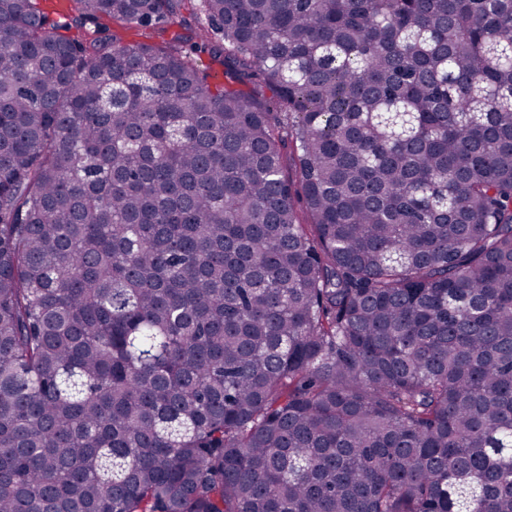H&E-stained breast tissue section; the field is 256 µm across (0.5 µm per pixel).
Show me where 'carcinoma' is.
<instances>
[{
    "label": "carcinoma",
    "instance_id": "cac0c4a2",
    "mask_svg": "<svg viewBox=\"0 0 512 512\" xmlns=\"http://www.w3.org/2000/svg\"><path fill=\"white\" fill-rule=\"evenodd\" d=\"M74 8L0 0V512H512V0ZM39 6L48 16L60 23H70V30L63 31L65 34H69L72 37L81 39L86 32L94 29L93 25L87 24L85 27H76L74 21L75 10L74 4L71 0H39Z\"/></svg>",
    "mask_w": 512,
    "mask_h": 512
}]
</instances>
